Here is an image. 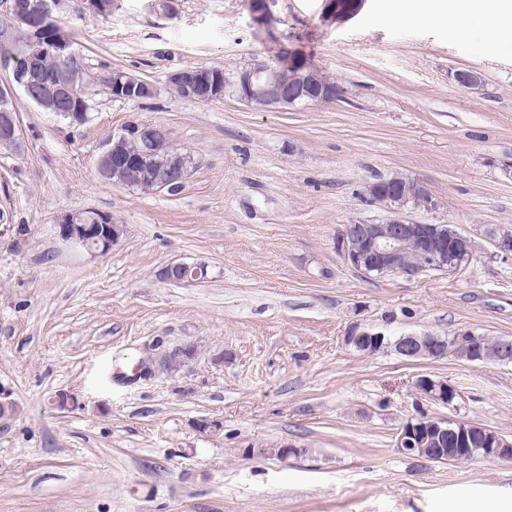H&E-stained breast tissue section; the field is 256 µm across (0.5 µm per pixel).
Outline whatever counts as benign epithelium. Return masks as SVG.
<instances>
[{
	"mask_svg": "<svg viewBox=\"0 0 512 512\" xmlns=\"http://www.w3.org/2000/svg\"><path fill=\"white\" fill-rule=\"evenodd\" d=\"M121 0H77L81 14L109 17L120 6ZM254 23L269 27L275 21L272 11L276 0H245ZM368 0H325L321 21L345 23L356 17ZM59 0H0V17L14 31L28 34L24 46L4 54L13 61V80L24 96L37 107L67 121L82 125L88 120V89L79 78L74 65L83 57L74 49V42L56 15ZM54 35L45 38L47 32ZM55 59L69 63L50 74H45V60ZM297 74L296 83L290 85L282 79L288 71ZM106 89L112 98L120 101H138L149 90L146 81L123 70L115 69L103 75ZM452 79L462 88H474L481 77L472 70H457ZM169 82L181 89L184 96L197 101L221 100L228 93L240 101L263 109L275 110L306 103H333L341 96L339 87L330 83L307 58L288 51L273 63L256 62L239 70L231 79L220 77L208 80L202 69L186 66L169 75ZM10 95L0 90V146H10L18 139L19 128L7 105ZM134 138L142 141L140 161H129L118 148ZM168 140L155 134V127L146 122H130L112 134L103 146L97 160L100 176L111 182L115 172L126 171V176L116 183L129 189H148L161 192L175 182L183 183L194 168L193 157L182 156L177 167L164 166L157 171L154 164L169 152ZM369 197L387 208V216L374 224H346L336 238V251L343 262L365 278L403 276L415 278L428 270L454 272L468 262L474 252L471 239L451 224H419L406 215L408 208L432 210L437 201L419 181L409 177H395L374 182L368 186ZM124 233V227L112 221V215L100 212L95 223H87L82 212L67 213L58 223L61 240L73 248L85 249L100 256L109 253ZM417 245L426 260L421 269L402 260L406 242ZM497 252L512 254V233L497 232L490 236ZM204 274L201 267L187 264L170 265L163 277L170 281L196 280ZM349 343H363L393 349L408 359H438L446 349V341L433 334L402 335L391 338L382 332L358 327L346 336ZM193 349L182 348L162 354L158 368L175 371L183 359L192 356ZM416 386L426 389L424 395L443 405L451 404L448 390L452 385L445 380H434L426 375L417 378ZM481 439L483 459H512V442L497 432L472 422L439 418L431 425L409 421L401 427L396 447L405 454L416 451V444L429 443L424 459L430 462L450 463L458 452L469 450L471 442Z\"/></svg>",
	"mask_w": 512,
	"mask_h": 512,
	"instance_id": "obj_1",
	"label": "benign epithelium"
}]
</instances>
